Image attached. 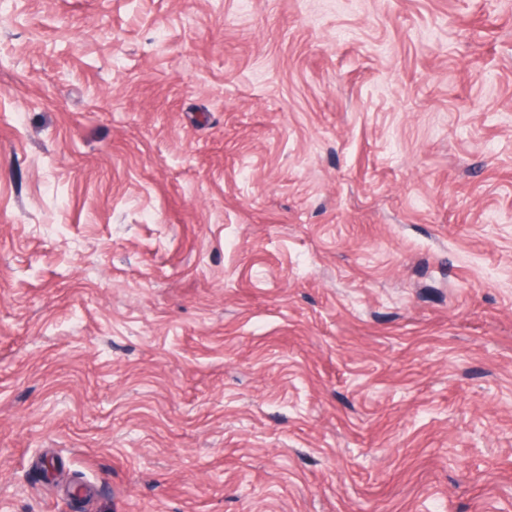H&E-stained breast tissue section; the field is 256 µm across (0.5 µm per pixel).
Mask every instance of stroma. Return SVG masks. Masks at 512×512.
<instances>
[{"instance_id": "obj_1", "label": "stroma", "mask_w": 512, "mask_h": 512, "mask_svg": "<svg viewBox=\"0 0 512 512\" xmlns=\"http://www.w3.org/2000/svg\"><path fill=\"white\" fill-rule=\"evenodd\" d=\"M0 512H512V0H0Z\"/></svg>"}]
</instances>
